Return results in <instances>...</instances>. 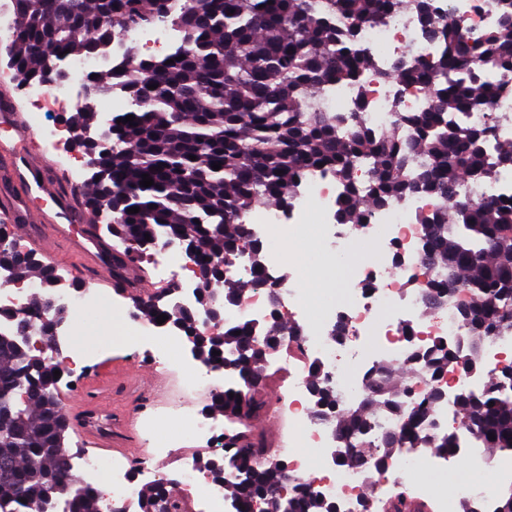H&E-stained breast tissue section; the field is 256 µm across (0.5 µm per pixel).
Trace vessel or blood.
Masks as SVG:
<instances>
[{"label":"vessel or blood","instance_id":"1","mask_svg":"<svg viewBox=\"0 0 512 512\" xmlns=\"http://www.w3.org/2000/svg\"><path fill=\"white\" fill-rule=\"evenodd\" d=\"M0 129L11 134L10 139L0 140V163L8 165L17 188L13 194L0 192V223L17 234L28 225H38V233L29 237L32 247L53 259L58 255L57 245H65L73 273L108 265L111 255L100 234L87 226L84 189L73 186L65 174L47 169L34 131L20 120L14 100L7 95L0 97ZM118 377L133 389L163 380L152 367L141 372L117 364L105 371H92L70 398L81 413L77 433L89 447L108 451L124 444L121 437L103 430L112 404L106 391Z\"/></svg>","mask_w":512,"mask_h":512}]
</instances>
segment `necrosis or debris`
<instances>
[{
  "label": "necrosis or debris",
  "instance_id": "1",
  "mask_svg": "<svg viewBox=\"0 0 512 512\" xmlns=\"http://www.w3.org/2000/svg\"><path fill=\"white\" fill-rule=\"evenodd\" d=\"M440 11L450 12L461 23L471 40L477 41L501 25L497 0H436ZM362 47L372 54L375 74L358 84L329 83L312 101L321 112H351L362 109L368 125L376 131L392 127L400 112L422 110L429 99L428 88H409L379 79L381 71L389 69L399 58L428 62L438 54V45L423 34L414 14L398 11L380 26L365 27L360 35ZM183 44L181 30L167 20L149 25H136L122 30L119 38L106 49L88 56L68 59V81L56 88L39 81L20 85L23 98L33 104L46 97L63 95L66 106L76 111L96 113L101 123L111 124L112 110L108 100L121 102L124 111L133 105L122 88L115 86L111 97L89 96L85 88L91 75L103 72L125 76L132 67L130 53L141 49L149 56L175 52ZM342 185L330 173L322 170L303 172L287 206H270L246 214L245 222L251 234L266 242V269H277V300H270L266 289H258L247 298L226 308L224 321L261 322L272 312H287L299 328L298 335L283 336L278 344L268 348L267 365L287 372L290 377L284 414L293 423L294 435L288 447L277 449L287 467L288 487L308 482L319 496L336 505L339 512H373L375 503L363 499L364 472L356 467L340 465L327 459V451L339 447L329 422L315 410L310 376L313 366L321 368V382L336 392L343 402H351L363 393L365 379L373 370L407 362L413 355L426 352L438 340H455L462 333L458 310L466 294L458 290L448 296L447 304L434 316L421 312V285L432 275L423 259L421 224L436 214L441 202L429 194H411L393 198L372 209L364 223L351 225L349 231L337 230V211L341 205ZM465 201L512 198V169L501 171L494 179L477 176L465 179L461 189ZM318 213L323 224L324 245L336 257L347 254L356 238H364L370 249L379 255V262L356 268L343 286V308L327 307L321 318L311 315V301L306 289L300 288L291 274L280 273L283 257L272 246L277 234H294L305 224L311 213ZM156 262L158 275L174 284L175 306L193 310L198 300L197 283L181 279L179 259L161 248ZM512 354V335L490 338L485 346L486 374L495 373L501 358ZM486 374L449 365L441 374H423L409 388L410 399L421 398L431 390H439L434 408L435 421H442L455 410L457 398L464 393L481 392ZM181 375L187 387H206L214 391L233 386L234 374L222 367L203 362L193 351L183 354ZM174 424H187L194 441L193 447H160L154 453L153 465L129 459L112 458L86 452L72 459L71 472L82 484L100 472L110 477L111 493L101 499L99 512H140L141 494L146 485L177 484L183 492L204 485L206 499L224 503V492L233 474L223 478L205 477L198 464L204 454L220 456L228 431L223 421L208 411H194L172 404ZM322 450L318 466L320 478H307L310 461L307 449ZM453 456L425 458L411 448L401 451L394 467L380 471L375 491L384 494L391 485L404 481L411 472L433 471L441 464L453 463Z\"/></svg>",
  "mask_w": 512,
  "mask_h": 512
}]
</instances>
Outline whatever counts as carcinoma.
Listing matches in <instances>:
<instances>
[{
  "instance_id": "obj_1",
  "label": "carcinoma",
  "mask_w": 512,
  "mask_h": 512,
  "mask_svg": "<svg viewBox=\"0 0 512 512\" xmlns=\"http://www.w3.org/2000/svg\"><path fill=\"white\" fill-rule=\"evenodd\" d=\"M168 0H15L18 30L6 52L7 67L20 81L51 83L61 63L96 53L111 43L120 25L148 24L167 15ZM412 6L426 35L439 43L431 63L397 61L379 74L405 86H432L428 106L398 112L393 129L372 133L360 112H315L305 99L330 82L357 84L373 71L361 47L366 26L384 23ZM501 27L478 42L468 39L452 16L437 13L433 0H185L175 19L183 46L165 60L134 59L124 87L135 104L133 123L112 119V150L89 146L97 162L87 209L97 213L109 197L115 218L109 229L125 244L112 253V283L128 287L132 255L178 241L196 250L210 274L206 284L224 285V306L267 286L263 249L255 243L243 214L268 204L286 205L298 176L309 169L328 171L345 188L342 224H361L368 211L403 193H428L441 200L434 222L422 225L425 260L448 273L428 283L427 304L434 311L448 285L463 289L462 335L439 341L405 366L419 377L417 363L438 374L450 364L467 369L480 362L484 342L512 334V201L480 204L456 201L467 175L492 176L512 167V142L486 150L491 130L470 125L463 115L492 110L502 87L475 77L483 70L512 73V0H499ZM184 59H179V56ZM157 88L151 90L149 85ZM411 132L406 136L405 132ZM196 160H190V156ZM221 168L213 170L212 164ZM161 169H156V166ZM368 169V185L356 171ZM147 173L154 185L143 187ZM139 212L130 214L131 208ZM150 240H145V236ZM249 262L246 277L231 281L224 267ZM0 266L18 281L40 276L46 289L54 276L33 254L0 249ZM52 296L32 302L44 313L41 329L61 318ZM134 301L150 320L168 316L186 334L196 331L192 312L162 302L161 296ZM25 316H12V329L0 331V458L13 470L0 475V512H98L99 494L79 486L60 501L68 480L67 419L57 394L54 368L40 355L15 343ZM203 359L237 373L238 384L213 395V406L230 419L251 420L265 412L256 394L265 352L255 325L244 322L201 340ZM220 355H213V351ZM395 370L380 368L367 378L359 402L344 407L335 392L316 383L319 410L328 413L336 437L346 447L339 461L366 471L381 470L400 448L457 452L461 434L431 427L438 400L431 391L410 406L394 381ZM494 406H489V403ZM460 429L494 452L512 453V366L505 367L479 394L458 398ZM386 412L401 417L394 433L367 448L355 441L369 436ZM495 439H489L490 435ZM228 441L224 464L214 476L231 471L229 485L239 512H337L306 486L286 490L284 464L268 458L261 435Z\"/></svg>"
}]
</instances>
